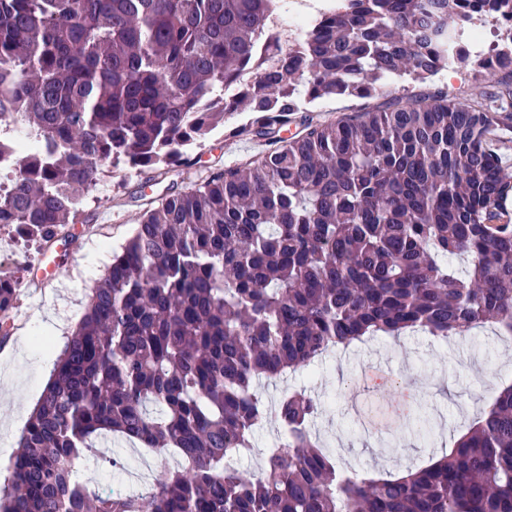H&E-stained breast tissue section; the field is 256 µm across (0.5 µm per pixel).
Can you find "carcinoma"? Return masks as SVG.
<instances>
[{
	"instance_id": "cac0c4a2",
	"label": "carcinoma",
	"mask_w": 512,
	"mask_h": 512,
	"mask_svg": "<svg viewBox=\"0 0 512 512\" xmlns=\"http://www.w3.org/2000/svg\"><path fill=\"white\" fill-rule=\"evenodd\" d=\"M274 0H0V153L33 141L0 224L49 243L111 162L163 171L246 102L236 133L271 139L304 102L383 95L448 67V32L512 0H337L294 43ZM269 39L274 49L259 58ZM461 60L483 102L392 97L211 173L144 210L89 297L19 438L0 512H512V385L449 454L398 476L336 468L302 391L262 383L368 337L439 340L488 323L512 335V32ZM249 90L229 100L239 78ZM448 256H464L456 275ZM15 288L0 278V316ZM288 430L260 476L228 464ZM115 433L182 464L139 495L99 494L75 464Z\"/></svg>"
}]
</instances>
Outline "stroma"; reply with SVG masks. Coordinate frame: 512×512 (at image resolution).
I'll list each match as a JSON object with an SVG mask.
<instances>
[{
  "mask_svg": "<svg viewBox=\"0 0 512 512\" xmlns=\"http://www.w3.org/2000/svg\"><path fill=\"white\" fill-rule=\"evenodd\" d=\"M484 86L470 64L460 63L424 83L392 84L387 94L410 96L444 89L459 100L473 102L479 100ZM367 105V100L356 97L306 104L304 111L291 115L281 136L288 139L301 133L306 118H338ZM251 118L248 109H241L169 173L123 164L105 167L95 189L81 202L75 223L62 228L57 243L69 249L71 258L45 286L32 281L45 243L23 237L15 225L0 224V274L16 288L7 320L9 335L0 337V352L9 337L35 328L50 310L69 327H76L89 294L112 261L113 250L132 235L147 202L173 188L191 189L212 171L269 151L268 142L236 135V127ZM39 353L34 344L11 362L12 393L10 398H0V445L17 448L24 425L20 411L48 380ZM377 358L394 375L395 384H381L352 398L351 385L360 382ZM511 384L512 336L490 325L473 336L445 341L421 332H408L397 340L374 337L336 350L287 380L288 387L304 389L321 403L323 411L313 432L337 466L367 477L429 464L433 453L453 447L498 391ZM174 463L170 455L108 439L97 443L94 453L82 456L77 469L79 480L89 489L126 484L132 493L140 494L156 473Z\"/></svg>",
  "mask_w": 512,
  "mask_h": 512,
  "instance_id": "stroma-1",
  "label": "stroma"
}]
</instances>
